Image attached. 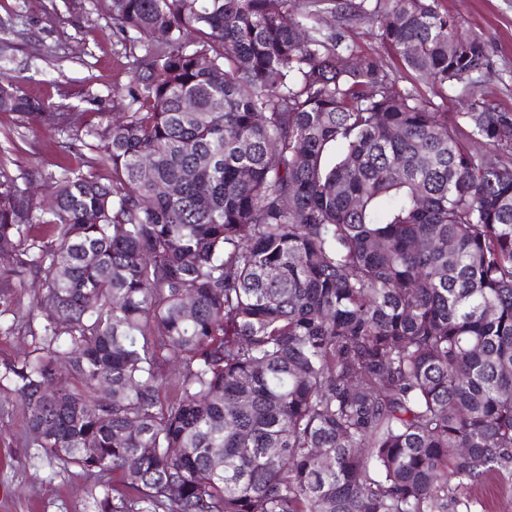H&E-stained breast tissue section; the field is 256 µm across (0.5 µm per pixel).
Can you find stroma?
<instances>
[{
  "instance_id": "1",
  "label": "stroma",
  "mask_w": 512,
  "mask_h": 512,
  "mask_svg": "<svg viewBox=\"0 0 512 512\" xmlns=\"http://www.w3.org/2000/svg\"><path fill=\"white\" fill-rule=\"evenodd\" d=\"M449 14L485 43L490 67L482 89L512 111V0H443ZM0 18L14 48L0 63L32 97L64 112L115 116L125 102L113 85L126 82L128 59L102 0H0ZM54 134L40 125L21 126L0 112V146L15 141L8 163L12 174L39 181L53 163ZM13 397L0 389V512H93L96 484L77 468L57 471L36 458ZM479 512H512V477L489 474L474 487Z\"/></svg>"
}]
</instances>
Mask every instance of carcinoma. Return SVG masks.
<instances>
[{
  "label": "carcinoma",
  "mask_w": 512,
  "mask_h": 512,
  "mask_svg": "<svg viewBox=\"0 0 512 512\" xmlns=\"http://www.w3.org/2000/svg\"><path fill=\"white\" fill-rule=\"evenodd\" d=\"M102 2L121 118L0 75V112L89 151L54 142L47 205L0 164V318L35 339L0 385L38 457L97 512H477L512 477V112L477 93L483 40L442 0ZM364 19L411 86L356 53ZM479 512H512V477L488 474L472 490Z\"/></svg>",
  "instance_id": "cac0c4a2"
}]
</instances>
